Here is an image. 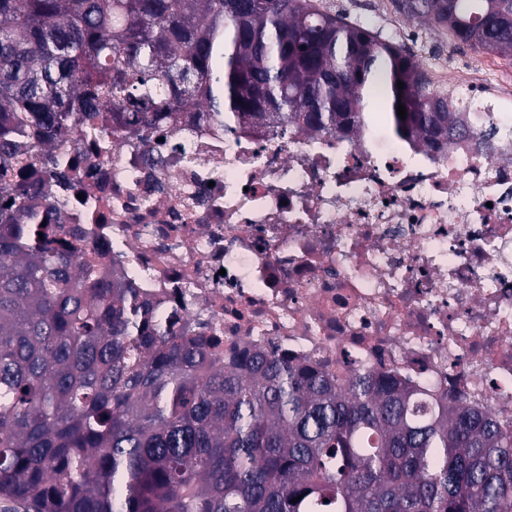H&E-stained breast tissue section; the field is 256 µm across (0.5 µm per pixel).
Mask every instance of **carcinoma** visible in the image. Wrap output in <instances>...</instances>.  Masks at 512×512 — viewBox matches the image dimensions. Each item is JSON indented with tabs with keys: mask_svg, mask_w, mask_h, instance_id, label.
Wrapping results in <instances>:
<instances>
[{
	"mask_svg": "<svg viewBox=\"0 0 512 512\" xmlns=\"http://www.w3.org/2000/svg\"><path fill=\"white\" fill-rule=\"evenodd\" d=\"M398 6L512 60V0ZM379 87L395 134L432 148L467 134L473 103L318 0H0L1 498L32 512H512V432L464 396L370 371L344 385L261 352L225 366L83 259L77 234L42 225L25 176L59 136L113 121L148 138L191 107L220 127L356 136L379 123ZM511 137L491 120L472 135L486 156Z\"/></svg>",
	"mask_w": 512,
	"mask_h": 512,
	"instance_id": "obj_1",
	"label": "carcinoma"
}]
</instances>
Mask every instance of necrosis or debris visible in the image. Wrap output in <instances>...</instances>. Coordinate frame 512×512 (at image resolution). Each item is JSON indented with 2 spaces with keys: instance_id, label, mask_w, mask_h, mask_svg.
<instances>
[{
  "instance_id": "4bbe7bcc",
  "label": "necrosis or debris",
  "mask_w": 512,
  "mask_h": 512,
  "mask_svg": "<svg viewBox=\"0 0 512 512\" xmlns=\"http://www.w3.org/2000/svg\"><path fill=\"white\" fill-rule=\"evenodd\" d=\"M480 75L468 61L452 81L512 120V73L489 94ZM101 138L58 142L81 173L47 202L158 319L191 322L228 362L258 350L458 391L512 431V149L187 119L161 142L113 124Z\"/></svg>"
}]
</instances>
